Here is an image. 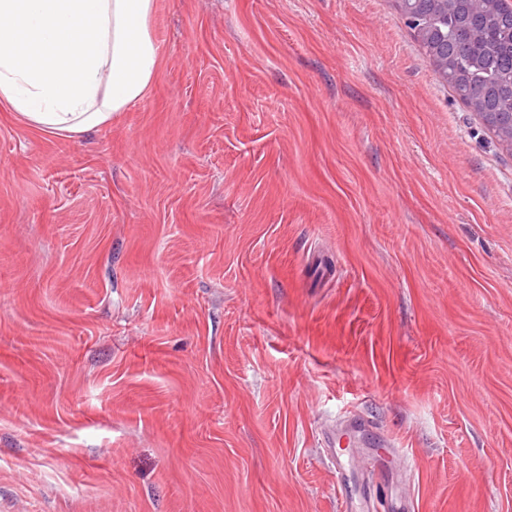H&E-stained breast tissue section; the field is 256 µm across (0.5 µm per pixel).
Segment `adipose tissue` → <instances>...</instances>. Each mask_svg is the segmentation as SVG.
I'll return each instance as SVG.
<instances>
[{
	"label": "adipose tissue",
	"mask_w": 512,
	"mask_h": 512,
	"mask_svg": "<svg viewBox=\"0 0 512 512\" xmlns=\"http://www.w3.org/2000/svg\"><path fill=\"white\" fill-rule=\"evenodd\" d=\"M156 0H0V103L74 138L144 99L161 68Z\"/></svg>",
	"instance_id": "adipose-tissue-1"
}]
</instances>
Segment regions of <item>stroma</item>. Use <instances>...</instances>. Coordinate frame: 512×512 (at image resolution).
<instances>
[{
	"label": "stroma",
	"mask_w": 512,
	"mask_h": 512,
	"mask_svg": "<svg viewBox=\"0 0 512 512\" xmlns=\"http://www.w3.org/2000/svg\"><path fill=\"white\" fill-rule=\"evenodd\" d=\"M152 27L109 125L0 105V512H512V153L395 0ZM365 423L361 421H350L346 425L341 426V429L336 434V429L330 431L327 435V441H325L326 452L330 456L333 464L336 465L337 473H342L344 470V463L341 459V456L336 452V445L338 448L340 447L341 439L346 438L351 440L353 433L355 432V428L359 426H364Z\"/></svg>",
	"instance_id": "35a3bbf8"
}]
</instances>
